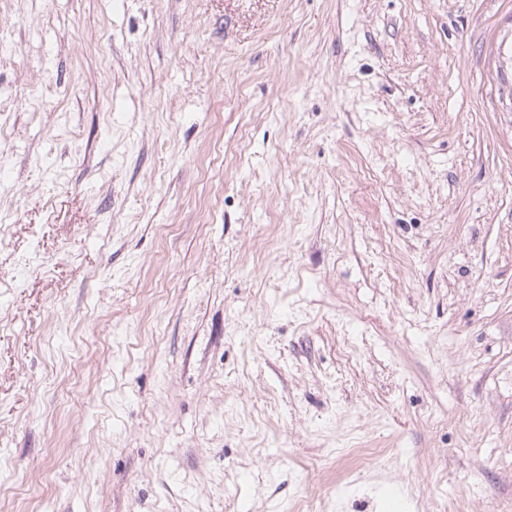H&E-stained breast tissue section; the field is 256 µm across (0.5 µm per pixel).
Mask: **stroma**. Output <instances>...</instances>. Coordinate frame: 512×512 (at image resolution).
<instances>
[{"instance_id": "35a3bbf8", "label": "stroma", "mask_w": 512, "mask_h": 512, "mask_svg": "<svg viewBox=\"0 0 512 512\" xmlns=\"http://www.w3.org/2000/svg\"><path fill=\"white\" fill-rule=\"evenodd\" d=\"M0 512H512V0H0Z\"/></svg>"}]
</instances>
